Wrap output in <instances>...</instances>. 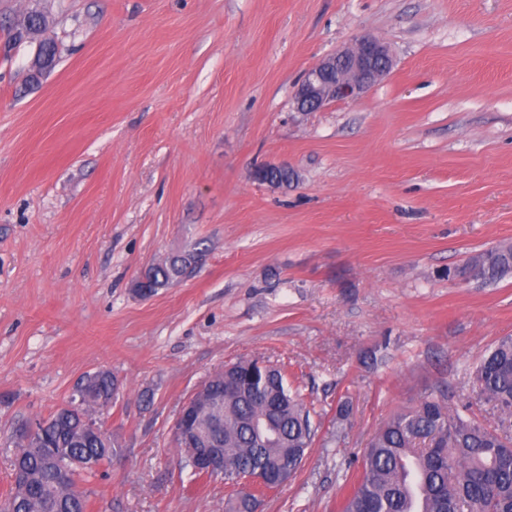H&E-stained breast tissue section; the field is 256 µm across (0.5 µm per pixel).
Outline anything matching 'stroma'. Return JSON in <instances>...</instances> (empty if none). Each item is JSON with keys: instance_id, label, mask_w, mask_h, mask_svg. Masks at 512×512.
I'll return each instance as SVG.
<instances>
[{"instance_id": "obj_1", "label": "stroma", "mask_w": 512, "mask_h": 512, "mask_svg": "<svg viewBox=\"0 0 512 512\" xmlns=\"http://www.w3.org/2000/svg\"><path fill=\"white\" fill-rule=\"evenodd\" d=\"M59 62L26 81L40 38ZM370 32L390 73L299 112L306 69ZM288 162L286 187L254 178ZM207 248L139 296L142 270ZM512 242V0H0V496L10 435L100 370L120 461L88 512H224L172 422L238 359L286 366L320 418L258 512H337L379 427L421 396L497 419L468 372L512 336V276L448 267ZM207 389V384L199 385L192 393V395L180 407L173 423V434L181 441H183V438L186 436V427L184 421L198 413L199 409L196 405L197 397L201 394H204Z\"/></svg>"}]
</instances>
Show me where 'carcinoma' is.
Instances as JSON below:
<instances>
[{"label":"carcinoma","instance_id":"cac0c4a2","mask_svg":"<svg viewBox=\"0 0 512 512\" xmlns=\"http://www.w3.org/2000/svg\"><path fill=\"white\" fill-rule=\"evenodd\" d=\"M205 256L195 247L145 270L136 289L151 293L191 273ZM512 273V245H496L471 256L448 275L495 284ZM477 397L498 413L500 428L488 430L459 413L449 414L433 395L388 420L362 459L363 475L344 499L341 512H512V336L499 339L471 373ZM223 404L217 447L224 449V473L231 484L241 473H260L267 484L288 481L301 468L315 436V408L290 386L284 369L239 360L209 384ZM82 401L38 421L39 436L15 443L13 485L0 498V512H87L85 494H72L96 470L56 462L60 452L79 461L110 464L121 449L89 427L92 412L112 403L115 377L102 372L80 384ZM271 421L270 442L253 425ZM254 496H230L225 512H256Z\"/></svg>","mask_w":512,"mask_h":512}]
</instances>
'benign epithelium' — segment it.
Wrapping results in <instances>:
<instances>
[{"label": "benign epithelium", "mask_w": 512, "mask_h": 512, "mask_svg": "<svg viewBox=\"0 0 512 512\" xmlns=\"http://www.w3.org/2000/svg\"><path fill=\"white\" fill-rule=\"evenodd\" d=\"M392 60L387 47L379 38L365 34L354 46L325 56L308 68L298 84L294 102L300 112H314L337 100L355 99L386 77ZM208 385L198 386L182 404L173 423V434L178 439L186 436L184 421L198 413L197 397ZM193 440L197 450L191 452L196 468L220 471L224 458L218 449L210 447L208 436L195 430Z\"/></svg>", "instance_id": "obj_1"}]
</instances>
